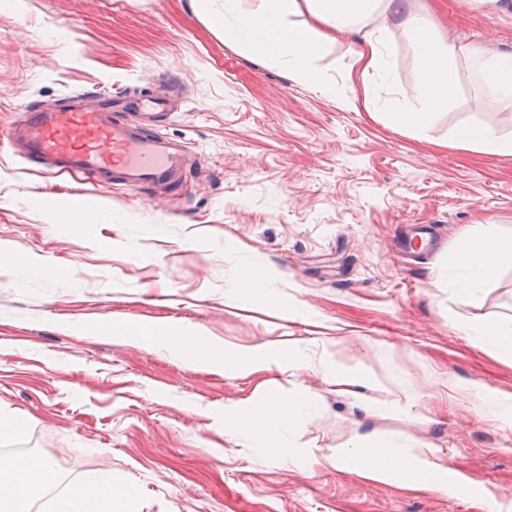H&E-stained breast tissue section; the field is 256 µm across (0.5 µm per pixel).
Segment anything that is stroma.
<instances>
[{
	"label": "stroma",
	"instance_id": "1",
	"mask_svg": "<svg viewBox=\"0 0 512 512\" xmlns=\"http://www.w3.org/2000/svg\"><path fill=\"white\" fill-rule=\"evenodd\" d=\"M410 7L455 47L453 96L423 129L350 107L354 31L317 62L325 96L226 46L201 0H0V410L21 423L0 453L52 463L37 512L98 471L131 490L135 512H485L484 490L512 512V419L478 398L512 394V355L472 330L512 327V269L468 297L445 272L466 235L512 239V156L452 145L463 123L512 137V101L472 60L512 53V0ZM367 24L392 54L378 97L414 106L412 43L393 17ZM172 77L164 132L195 158L172 184L136 193L109 174L60 175L10 139L25 107L160 92ZM77 196L102 219L59 226ZM412 225L441 241L414 263L393 246ZM249 278L269 300L234 298ZM149 326L283 350L296 369L229 378L128 341ZM329 352L411 408L367 413V387L336 396L320 371ZM299 387L318 404L285 433L287 455L225 435V405ZM370 438L431 450L471 483L412 489L329 464Z\"/></svg>",
	"mask_w": 512,
	"mask_h": 512
}]
</instances>
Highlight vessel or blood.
<instances>
[{
	"instance_id": "obj_1",
	"label": "vessel or blood",
	"mask_w": 512,
	"mask_h": 512,
	"mask_svg": "<svg viewBox=\"0 0 512 512\" xmlns=\"http://www.w3.org/2000/svg\"><path fill=\"white\" fill-rule=\"evenodd\" d=\"M170 103L161 94L93 101L24 112L26 159L54 161L59 172L112 174L130 189L173 180L181 164L176 144L158 133Z\"/></svg>"
}]
</instances>
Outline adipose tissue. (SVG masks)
Instances as JSON below:
<instances>
[{"label": "adipose tissue", "instance_id": "ef3b65f1", "mask_svg": "<svg viewBox=\"0 0 512 512\" xmlns=\"http://www.w3.org/2000/svg\"><path fill=\"white\" fill-rule=\"evenodd\" d=\"M393 11L409 35L419 60L415 89L416 111L407 112L399 99H385L381 112L402 126L423 127L434 120L452 95L450 63L453 45L435 38L424 16L413 13L405 0H264L262 9L242 13L236 0H224V11L212 18L224 33L228 47L284 66L300 82L318 84L316 62L336 35L362 23L378 9ZM355 63L363 82L359 97L373 99L370 77L389 81L392 67L381 35L364 33L354 51ZM479 73L497 94L512 97V54L474 51ZM454 147L476 149L490 155H512V138L502 137L493 128L472 124L459 127ZM512 268V241L500 242L477 235L466 240L460 253L449 256L448 269L454 272L456 286L464 292L478 284L494 280L503 269ZM135 343L178 353L185 361L208 364L231 377L259 372H287L288 354L263 346L231 349L212 336L189 329L159 328L139 331ZM325 382L337 394H354L356 387L370 385V378L358 367L328 355L322 363ZM315 407L314 398L305 391L275 398L261 405L241 402L224 410V433L228 436L246 431L258 447L277 448L287 425L305 417ZM357 464L360 475L378 483L400 482L415 489L444 490L467 482L463 473L449 471L436 459L403 454L382 439L356 447L348 456L337 458V468ZM50 464H29L22 458L0 454V512H31V490L35 485L52 482ZM131 496L126 488L114 486L105 475H94L70 488L55 504V512H129Z\"/></svg>", "mask_w": 512, "mask_h": 512}]
</instances>
